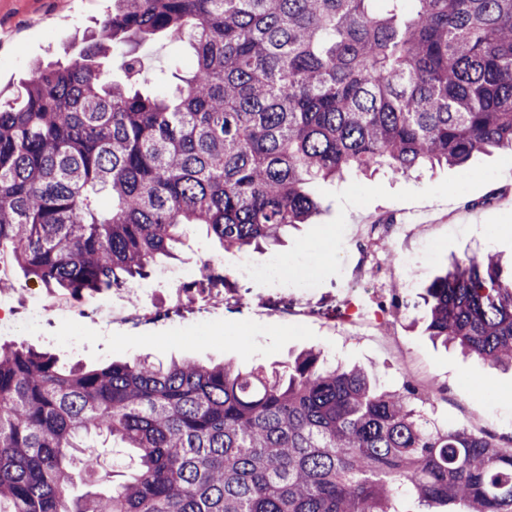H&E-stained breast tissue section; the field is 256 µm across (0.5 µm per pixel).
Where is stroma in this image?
Masks as SVG:
<instances>
[{
    "instance_id": "1",
    "label": "stroma",
    "mask_w": 512,
    "mask_h": 512,
    "mask_svg": "<svg viewBox=\"0 0 512 512\" xmlns=\"http://www.w3.org/2000/svg\"><path fill=\"white\" fill-rule=\"evenodd\" d=\"M111 0H0V95L13 96L33 64L78 56L87 32L98 27ZM135 52L145 63L148 89L173 90L166 72L171 59L182 71L192 67L188 47L164 39L140 42ZM322 211L311 223L290 230L267 255L289 262L300 277L311 280L313 316L283 317L279 311L262 316L247 310L216 314L203 326L189 321H158L139 327L93 322L75 315L39 330L27 326L15 306L37 294L50 303L58 296L22 269L5 262L11 288L0 290V344H23L57 354L65 364L98 365L146 357L153 362L190 358L203 363L230 362L249 369L281 367L299 353L313 349L330 361L360 365L378 385L395 390L404 381L418 388L440 423L484 430L512 439V369L494 368L458 350L444 347L425 332L421 316L409 313L395 299L392 283L413 282L414 293L452 263L485 250L499 254L503 267L512 266V154L477 157L468 170L440 167L409 177L383 173L314 187ZM392 216L390 232L373 238L371 248L391 268L390 283L378 286L362 270V293L376 298L390 312L386 327L350 334L334 327L333 309L342 292L345 268L358 254L346 245L365 237L370 224ZM428 253L421 268L399 267L400 253ZM232 261L202 229L190 226L177 259L167 269L191 282L202 260Z\"/></svg>"
}]
</instances>
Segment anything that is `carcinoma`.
Segmentation results:
<instances>
[{"mask_svg":"<svg viewBox=\"0 0 512 512\" xmlns=\"http://www.w3.org/2000/svg\"><path fill=\"white\" fill-rule=\"evenodd\" d=\"M155 36L195 57L185 75L170 62L171 95L144 88L133 52L121 79L102 65ZM494 150L512 151V0H112L78 59L0 99V260L79 300L148 276L187 224L258 247L320 212L321 180ZM420 299L429 336L512 368L494 256ZM418 401L314 350L262 375L1 344L0 512H512V451ZM92 435L136 467L74 495L100 470Z\"/></svg>","mask_w":512,"mask_h":512,"instance_id":"carcinoma-1","label":"carcinoma"}]
</instances>
